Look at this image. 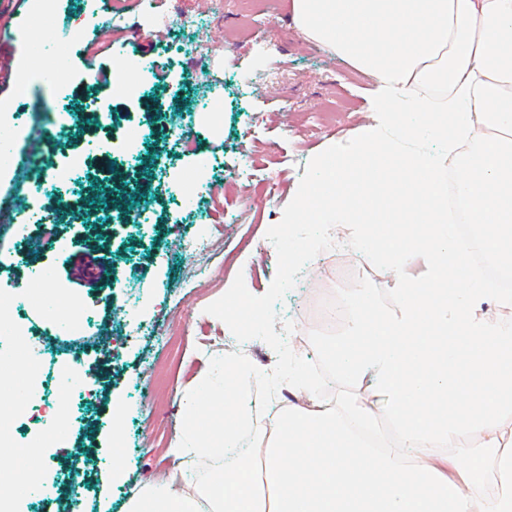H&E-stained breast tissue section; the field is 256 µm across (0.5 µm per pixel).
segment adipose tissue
Returning <instances> with one entry per match:
<instances>
[{
  "label": "adipose tissue",
  "mask_w": 512,
  "mask_h": 512,
  "mask_svg": "<svg viewBox=\"0 0 512 512\" xmlns=\"http://www.w3.org/2000/svg\"><path fill=\"white\" fill-rule=\"evenodd\" d=\"M310 41L372 75L373 123L330 141L288 203V224L338 232L393 278L398 301L350 299L325 353L361 392L323 405L302 360L261 450L237 440L257 376L233 358L224 389V478L201 496L146 495L129 512H512V289L480 280L448 222L457 173L479 243L512 266V0H291ZM424 265L423 276L412 275ZM386 415L395 447L366 443ZM443 452L433 460V449Z\"/></svg>",
  "instance_id": "obj_1"
}]
</instances>
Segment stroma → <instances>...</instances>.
<instances>
[{"instance_id": "35a3bbf8", "label": "stroma", "mask_w": 512, "mask_h": 512, "mask_svg": "<svg viewBox=\"0 0 512 512\" xmlns=\"http://www.w3.org/2000/svg\"><path fill=\"white\" fill-rule=\"evenodd\" d=\"M171 5L95 0L94 29L66 41L62 51L38 54L26 35L42 25L40 0H0V138L22 154L25 141L16 137V127L49 137L45 152L0 172V302L12 305L32 355L53 358L41 377L36 408L19 423L11 447H0V480L10 478L54 418L63 420L42 457L53 491L24 500L20 512H126L131 500L148 491L186 492L203 471L198 457L178 452L181 438L192 429L213 434L224 423L223 396L201 402L195 415L182 404L203 373L217 371L232 352L260 369L240 401L258 426L288 404L287 391L276 390L270 375L286 366L284 352L293 345L318 367L322 401L332 404L339 392L355 387L336 379L321 353L326 335L320 307L332 302L345 310L353 287L373 289L383 306L397 303L381 267L352 281L336 276V258L322 242L315 253L318 271L305 263L292 270L281 244L284 233H311L306 224H282L281 216L326 144L372 123L373 77L305 39L290 19V0H270L264 50L239 34L235 0H183L193 24L173 31L153 22ZM172 40L195 48L206 66L183 64L168 51ZM132 56L169 70L168 84L148 80L135 101L111 97V125L81 129L80 114L108 95ZM22 66L64 72L77 94L74 105L40 87L18 97L13 75ZM215 90L224 110L214 120L197 106ZM342 95L352 100V109L337 113L331 125L314 126L313 112ZM109 139L110 165L91 161L78 177L92 195L134 197L138 220L101 221L82 210L80 194L69 184L43 201L41 212L53 215L52 226L29 222L15 206L16 197L29 196L42 169L66 166L69 154ZM280 155L291 162L274 197L239 192L238 167L250 165L262 179ZM204 157L209 166H201ZM191 179L202 193L184 192ZM201 237L212 241L207 252L185 251V242ZM41 267L54 273L62 295L57 308L23 299L28 277ZM236 296L265 300L277 342L249 333L227 306ZM72 302L89 315L80 335L58 329ZM173 323L182 327L175 356L164 336ZM74 360L83 372L79 390L61 378ZM75 448L95 465L72 480L66 455Z\"/></svg>"}]
</instances>
